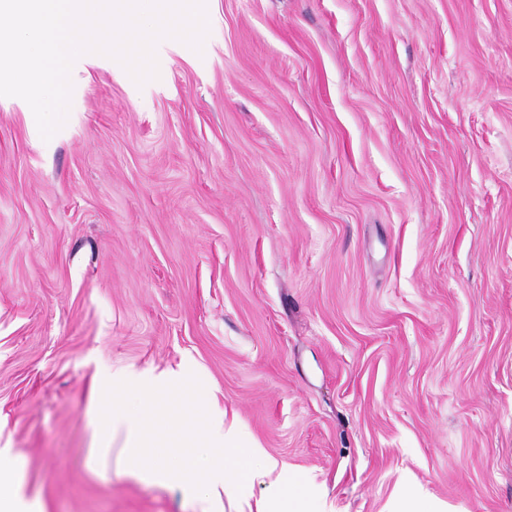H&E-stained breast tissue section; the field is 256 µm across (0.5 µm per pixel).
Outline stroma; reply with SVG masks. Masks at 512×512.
Returning <instances> with one entry per match:
<instances>
[{
	"label": "stroma",
	"mask_w": 512,
	"mask_h": 512,
	"mask_svg": "<svg viewBox=\"0 0 512 512\" xmlns=\"http://www.w3.org/2000/svg\"><path fill=\"white\" fill-rule=\"evenodd\" d=\"M159 77L0 97V448L36 512H199L93 470L112 372L195 374L304 512H512V0H207ZM277 474L222 512L284 499Z\"/></svg>",
	"instance_id": "1"
}]
</instances>
